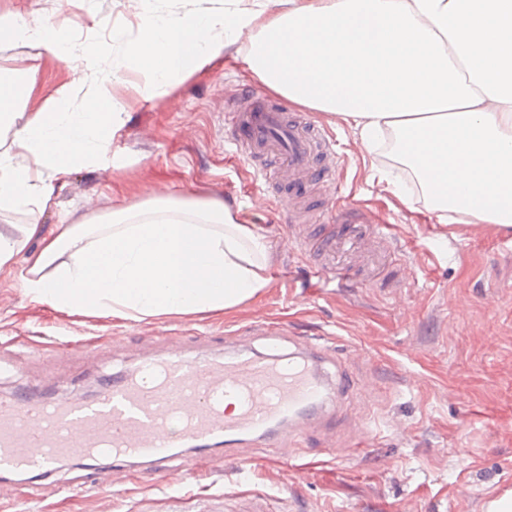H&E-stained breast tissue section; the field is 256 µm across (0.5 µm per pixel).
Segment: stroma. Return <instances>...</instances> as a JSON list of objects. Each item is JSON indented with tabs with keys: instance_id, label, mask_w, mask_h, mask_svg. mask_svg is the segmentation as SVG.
Instances as JSON below:
<instances>
[{
	"instance_id": "35a3bbf8",
	"label": "stroma",
	"mask_w": 512,
	"mask_h": 512,
	"mask_svg": "<svg viewBox=\"0 0 512 512\" xmlns=\"http://www.w3.org/2000/svg\"><path fill=\"white\" fill-rule=\"evenodd\" d=\"M121 0H0L13 12L68 29L64 8L78 14L89 53L119 63L125 41L141 26L121 18ZM243 42L222 59L162 91L143 95L139 76L120 70L113 95L123 126L107 159L60 175L56 191L35 212L0 209V233L20 235L38 223L93 224L120 207L158 194L222 199L268 242L270 277L258 295L227 309L143 320L89 317L31 301L20 286L30 241L11 272L0 273V394L33 398L89 397L103 379L164 350L175 336L189 358L216 354L233 334L268 320L298 336H320L352 379L343 424L318 428L307 439L315 460L287 449L238 448L226 466L196 477L178 452L167 472L115 493L111 461L64 460L51 475L0 496V512H485L512 485V228L440 221L424 201L410 169L406 192L386 190L359 137L335 116L298 107L277 93L269 102L289 117L325 127L341 155L330 167L334 197L314 199L317 221L332 224L344 210L366 213L387 227L397 249L377 243L379 260L353 288L311 273L316 255L291 254V227L270 188L224 145L229 103L257 84ZM0 76L24 93L12 126L71 91L73 109L90 104L98 74L74 71L34 43L0 44ZM93 341L94 361L58 342ZM372 432L357 445L358 425Z\"/></svg>"
}]
</instances>
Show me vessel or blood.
<instances>
[{
    "mask_svg": "<svg viewBox=\"0 0 512 512\" xmlns=\"http://www.w3.org/2000/svg\"><path fill=\"white\" fill-rule=\"evenodd\" d=\"M230 149L253 164L260 178L279 172L286 184L279 201L290 223L311 220L302 202L313 182L323 181L319 158L334 159L327 132L286 119L261 102L254 89L238 92L231 115ZM341 237L322 236L319 248L354 247L368 222L349 210ZM178 342L140 367L113 376L97 398L63 397L53 404L24 394L0 398V472L44 476L67 458L137 459L156 472L166 469L176 447L193 451L195 470L211 469L212 448L241 447L254 438L262 448H299L309 424L336 426L337 392L345 379L324 373L328 349L301 338L287 355L248 354L186 360ZM237 401L224 409L226 396Z\"/></svg>",
    "mask_w": 512,
    "mask_h": 512,
    "instance_id": "1",
    "label": "vessel or blood"
}]
</instances>
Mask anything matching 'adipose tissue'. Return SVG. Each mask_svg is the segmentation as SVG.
I'll return each instance as SVG.
<instances>
[{
    "mask_svg": "<svg viewBox=\"0 0 512 512\" xmlns=\"http://www.w3.org/2000/svg\"><path fill=\"white\" fill-rule=\"evenodd\" d=\"M231 0L190 18L147 12L124 60L159 91L246 38L248 67L296 105L335 115L368 154L392 143L432 210L470 224L512 226V0ZM32 41L96 68L93 105L72 110L68 90L0 137V208L44 205L58 175L96 166L120 129L117 73L75 51L63 30L0 15V43ZM20 284L32 301L83 315L141 319L217 311L268 285L266 239L222 200L180 196L112 210L95 224L42 237L0 235V271L32 238Z\"/></svg>",
    "mask_w": 512,
    "mask_h": 512,
    "instance_id": "adipose-tissue-1",
    "label": "adipose tissue"
}]
</instances>
